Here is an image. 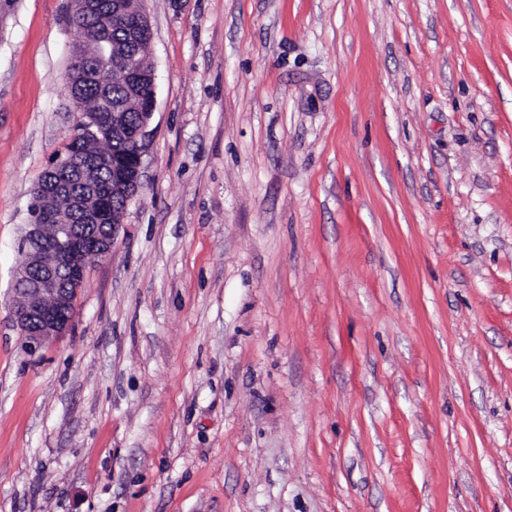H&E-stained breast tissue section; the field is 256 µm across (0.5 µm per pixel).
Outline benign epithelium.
<instances>
[{
	"mask_svg": "<svg viewBox=\"0 0 512 512\" xmlns=\"http://www.w3.org/2000/svg\"><path fill=\"white\" fill-rule=\"evenodd\" d=\"M114 17L123 21L138 41V51L150 53L152 29L145 11L131 13L126 5L117 7ZM124 73L135 85L148 83L155 87V74L141 71L137 64H127ZM155 92L144 97L133 95L131 103L139 113V120L131 126L127 113L120 109L107 112H79L76 123L80 125V140H89L104 133L118 132L124 136L127 152L118 159L102 157L95 160L74 148L67 159H56L47 170L52 178H62L71 170L79 172L82 189L70 197L72 218L59 219L52 208L55 187L50 185L35 194L37 213L25 225L21 241L22 259L14 276L13 297L15 324L31 348H37L67 332L73 323V300L77 289L71 284L84 282L86 257L112 256V246L117 238L122 214L112 212L105 204V191L97 180L101 162H109L117 170L112 190H121L134 196L141 186L143 156L146 149L147 128L154 114ZM110 223L108 238L89 233V228ZM67 281L61 280V275Z\"/></svg>",
	"mask_w": 512,
	"mask_h": 512,
	"instance_id": "benign-epithelium-1",
	"label": "benign epithelium"
}]
</instances>
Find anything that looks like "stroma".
<instances>
[{"mask_svg":"<svg viewBox=\"0 0 512 512\" xmlns=\"http://www.w3.org/2000/svg\"><path fill=\"white\" fill-rule=\"evenodd\" d=\"M111 258L29 349L70 0H0V512H512V0H145Z\"/></svg>","mask_w":512,"mask_h":512,"instance_id":"35a3bbf8","label":"stroma"}]
</instances>
